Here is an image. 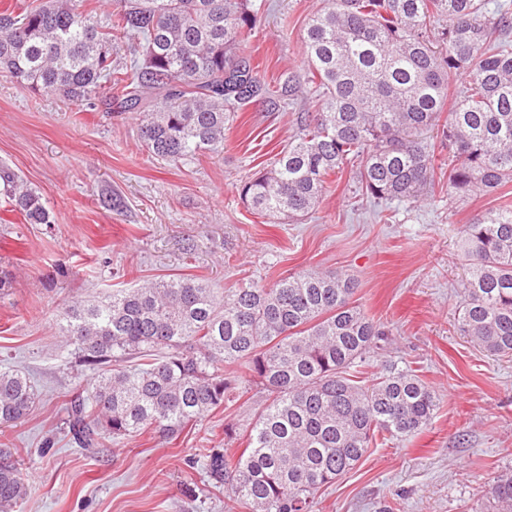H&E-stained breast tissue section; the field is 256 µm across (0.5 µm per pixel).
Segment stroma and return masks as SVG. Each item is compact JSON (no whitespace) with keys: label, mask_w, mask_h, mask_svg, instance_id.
<instances>
[{"label":"stroma","mask_w":512,"mask_h":512,"mask_svg":"<svg viewBox=\"0 0 512 512\" xmlns=\"http://www.w3.org/2000/svg\"><path fill=\"white\" fill-rule=\"evenodd\" d=\"M256 2L247 45L261 77L272 86L290 72L299 88L288 102L257 101L237 113L217 157L151 156L135 114L93 110L0 74V165L35 188L52 216L28 224L0 206V267L12 275L0 294V368L23 371L37 393L26 418L0 425V444L14 451L29 487L15 512H244L211 484L205 454L230 447L225 427L247 429L265 399L258 389L167 444L147 431L87 450L66 424L65 396L94 373L62 341L63 308L173 277L220 295L252 281L342 273L387 331L365 379L406 362L436 390L439 405L422 432L377 440L355 470L317 492L316 512H483L485 486L512 469V357L480 351L456 328L464 226L512 206V182L449 191L448 147L432 130L435 184L419 203L363 196L350 163L328 177L301 223L254 215L237 187L314 109L302 36L323 0Z\"/></svg>","instance_id":"35a3bbf8"}]
</instances>
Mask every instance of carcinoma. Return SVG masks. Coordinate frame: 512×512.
Returning <instances> with one entry per match:
<instances>
[{"label":"carcinoma","instance_id":"cac0c4a2","mask_svg":"<svg viewBox=\"0 0 512 512\" xmlns=\"http://www.w3.org/2000/svg\"><path fill=\"white\" fill-rule=\"evenodd\" d=\"M257 18L253 0H119L105 25L77 0L5 8L0 73L34 91L139 113L154 156H218L236 113L298 89L292 73L272 88L262 82L246 45ZM431 18L445 20L436 34ZM511 28L512 10L490 0H325L302 37L321 109L303 113L272 164L242 180L243 202L270 220H296L351 161L362 194L415 202L434 175L419 134L439 124L452 151L448 189L489 192L512 180ZM127 38L138 40V56L124 67L112 54ZM461 73L467 82L445 117L448 85ZM0 195L26 223H50L37 191L5 166ZM462 257L469 272L458 330L511 356L512 210L474 215ZM354 294L352 279L310 271L220 297L177 277L70 305L61 315L65 346L102 373L70 399L69 431L82 448L147 429L168 443L248 392L226 373L240 367L266 404L236 459L211 450L209 478L249 512H314L319 489L355 469L377 435L411 438L438 405L408 366L362 380L367 354L387 333ZM36 399L26 376L0 371L1 424L25 418ZM27 491L12 453L0 448V512H14ZM485 497L493 512H512V471Z\"/></svg>","mask_w":512,"mask_h":512}]
</instances>
